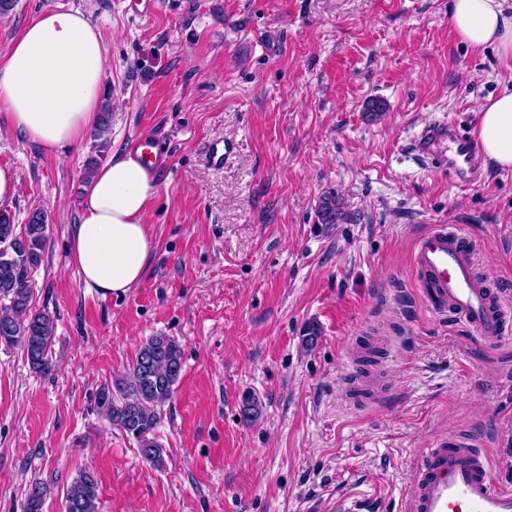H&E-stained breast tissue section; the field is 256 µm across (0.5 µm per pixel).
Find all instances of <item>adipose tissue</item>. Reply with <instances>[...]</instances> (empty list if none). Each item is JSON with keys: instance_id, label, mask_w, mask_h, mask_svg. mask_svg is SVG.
<instances>
[{"instance_id": "adipose-tissue-1", "label": "adipose tissue", "mask_w": 512, "mask_h": 512, "mask_svg": "<svg viewBox=\"0 0 512 512\" xmlns=\"http://www.w3.org/2000/svg\"><path fill=\"white\" fill-rule=\"evenodd\" d=\"M507 0H449L452 32L469 50L494 46L512 67V14ZM106 48L84 12L58 9L29 22L0 56V129L44 152L82 143L98 126ZM485 160L512 171V86L478 112ZM159 191L153 171L133 154L116 151L84 188L71 229L72 261L86 288L121 296L145 277L156 241L144 217Z\"/></svg>"}]
</instances>
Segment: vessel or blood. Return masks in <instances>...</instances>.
<instances>
[{"label": "vessel or blood", "mask_w": 512, "mask_h": 512, "mask_svg": "<svg viewBox=\"0 0 512 512\" xmlns=\"http://www.w3.org/2000/svg\"><path fill=\"white\" fill-rule=\"evenodd\" d=\"M414 150L428 167L448 170L471 183L479 172L476 140L459 135L452 120L425 126ZM414 269L427 308L451 315L492 347L512 338L507 305L493 283L477 269L476 242L460 224H438L423 234L414 251ZM403 512H512V486L494 476L488 454L469 433L436 437L417 458Z\"/></svg>", "instance_id": "vessel-or-blood-1"}]
</instances>
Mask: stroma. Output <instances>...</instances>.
<instances>
[{"label": "stroma", "mask_w": 512, "mask_h": 512, "mask_svg": "<svg viewBox=\"0 0 512 512\" xmlns=\"http://www.w3.org/2000/svg\"><path fill=\"white\" fill-rule=\"evenodd\" d=\"M153 2L144 18L125 0H17L0 15L2 55L42 13L83 11L104 35L112 98L103 146L52 155L0 134V165L18 173L12 223L49 214L31 306L56 325L51 374L0 346V512H23L34 477L51 490L45 512H63L84 468L98 512H399L414 452L466 430L512 484V342L486 349L432 315L413 264L433 225H464L512 301V172L484 164L464 186L412 150L442 117L475 135L512 71L455 38L448 0ZM372 98L382 115L366 112ZM148 134L165 159L145 215L157 248L140 285L105 298L70 257L85 168ZM216 140L235 145L220 167ZM327 191L345 196L344 223H316ZM159 333L183 367L153 469L94 396ZM367 357L379 391L348 402ZM246 394L263 405L249 423Z\"/></svg>", "instance_id": "obj_1"}]
</instances>
